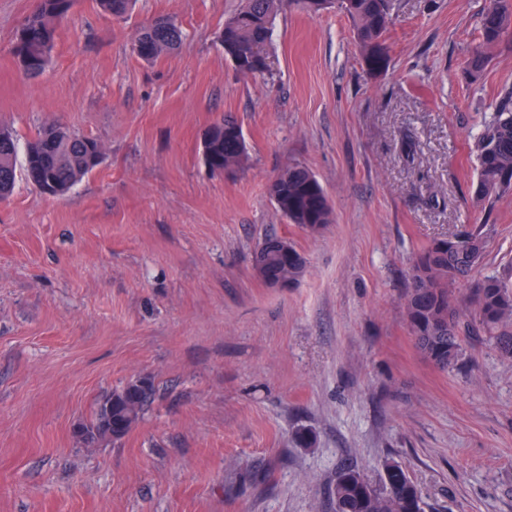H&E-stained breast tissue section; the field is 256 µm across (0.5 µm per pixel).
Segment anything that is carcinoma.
<instances>
[{"label": "carcinoma", "instance_id": "cac0c4a2", "mask_svg": "<svg viewBox=\"0 0 512 512\" xmlns=\"http://www.w3.org/2000/svg\"><path fill=\"white\" fill-rule=\"evenodd\" d=\"M99 7L115 19H123L134 0H97ZM389 0H342V10L353 24L362 61L370 72L386 68L388 57L384 37L391 26ZM75 0H33V8L18 30L13 55L19 68L29 76L46 67L56 39V22L74 7ZM283 0H246V5L224 24V53L245 75L270 74L272 24ZM180 26L154 22L135 36L139 58L151 61L175 49L182 40ZM512 36V0H490L482 22L483 48ZM244 138L238 122L226 116L212 123L202 146L209 169L222 172L242 166L248 156L237 149ZM477 173L472 182L473 200L490 205L512 190V98L502 101L484 120L477 134ZM102 162L94 152L92 139L55 122L19 147L18 138L0 128V196H8L22 174L41 192L57 196L68 192ZM270 194L281 199V210L291 224L315 232L332 223V208L317 177L302 165L283 170L270 186ZM491 225L477 224L455 235L439 239L413 260L406 295V317L421 352H430L438 368L448 370L462 360L464 336H486L502 356L512 359V272L484 277L470 288L469 302L474 319L463 323L451 288L469 276L484 258ZM270 271L284 272L288 282L305 275L307 259L294 245L288 255L271 250ZM153 396L146 379L130 380L103 397L89 423L77 437L87 445L123 438L139 421ZM335 512H424V501L414 482L395 463L385 465L382 487L364 480L352 467L343 469L333 490Z\"/></svg>", "mask_w": 512, "mask_h": 512}]
</instances>
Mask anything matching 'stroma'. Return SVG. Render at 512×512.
<instances>
[{
  "instance_id": "obj_1",
  "label": "stroma",
  "mask_w": 512,
  "mask_h": 512,
  "mask_svg": "<svg viewBox=\"0 0 512 512\" xmlns=\"http://www.w3.org/2000/svg\"><path fill=\"white\" fill-rule=\"evenodd\" d=\"M241 3L137 0L117 21L76 0L31 78L12 46L32 0H0V126L29 138L60 121L105 147L64 196L21 177L0 203V512H333L341 468L378 486L389 462L426 512H512V363L468 336L439 370L405 312L434 240L488 222L474 279L512 263V192L471 201L512 41L471 81L487 0H392L371 73L345 15L292 0L271 74L246 76L219 40ZM158 17L184 39L146 62L133 36ZM227 114L248 160L219 173L201 141ZM292 164L332 206L319 234L269 195ZM273 231L308 260L285 288L253 269ZM138 378L155 388L138 424L83 445L97 401Z\"/></svg>"
}]
</instances>
